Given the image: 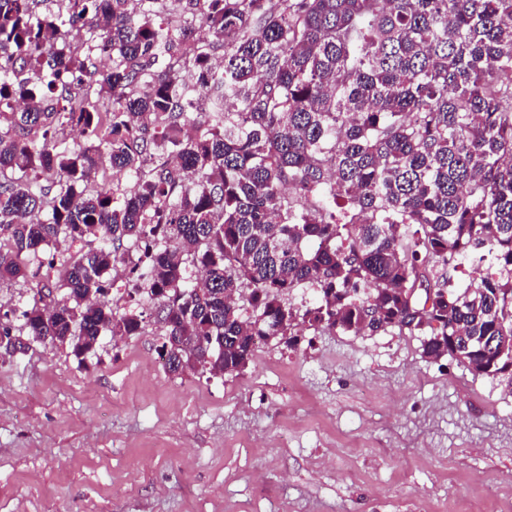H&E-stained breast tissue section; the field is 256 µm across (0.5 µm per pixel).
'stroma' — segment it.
Segmentation results:
<instances>
[{"label": "stroma", "mask_w": 512, "mask_h": 512, "mask_svg": "<svg viewBox=\"0 0 512 512\" xmlns=\"http://www.w3.org/2000/svg\"><path fill=\"white\" fill-rule=\"evenodd\" d=\"M96 353H0V512H512V388L409 332L300 330L169 373L151 306Z\"/></svg>", "instance_id": "1"}]
</instances>
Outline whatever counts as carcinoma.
<instances>
[{
    "label": "carcinoma",
    "instance_id": "carcinoma-1",
    "mask_svg": "<svg viewBox=\"0 0 512 512\" xmlns=\"http://www.w3.org/2000/svg\"><path fill=\"white\" fill-rule=\"evenodd\" d=\"M175 2L0 0V282L63 292L0 315L5 351L137 335L126 266L175 375L301 325L418 331L511 387L512 0Z\"/></svg>",
    "mask_w": 512,
    "mask_h": 512
}]
</instances>
